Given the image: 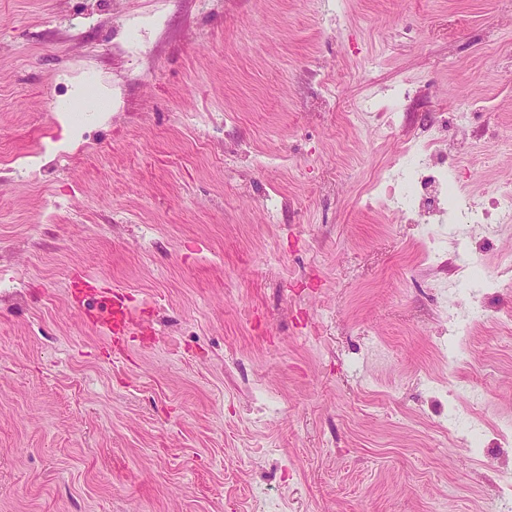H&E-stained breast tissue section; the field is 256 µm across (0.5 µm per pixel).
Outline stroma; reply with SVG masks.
Wrapping results in <instances>:
<instances>
[{
  "instance_id": "1",
  "label": "stroma",
  "mask_w": 512,
  "mask_h": 512,
  "mask_svg": "<svg viewBox=\"0 0 512 512\" xmlns=\"http://www.w3.org/2000/svg\"><path fill=\"white\" fill-rule=\"evenodd\" d=\"M75 81L82 138L33 168ZM475 102L448 176L486 195L512 0H0V512H477L512 472V289L453 338L444 306L512 224H421L376 185ZM459 413L480 449L439 438ZM109 317L107 322L112 332V339L118 336L133 335L138 325L136 317L131 310L123 306L122 303L116 302L113 297L108 300Z\"/></svg>"
}]
</instances>
